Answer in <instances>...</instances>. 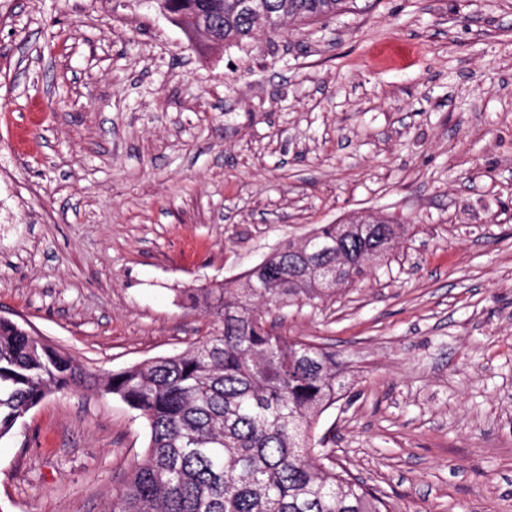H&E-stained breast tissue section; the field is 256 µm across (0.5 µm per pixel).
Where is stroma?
I'll return each mask as SVG.
<instances>
[{
	"label": "stroma",
	"instance_id": "35a3bbf8",
	"mask_svg": "<svg viewBox=\"0 0 512 512\" xmlns=\"http://www.w3.org/2000/svg\"><path fill=\"white\" fill-rule=\"evenodd\" d=\"M0 317L109 373L214 326L186 292L322 224L396 243L278 333L325 344L315 439L394 512H512V0H357L221 49L144 0H0ZM148 428L55 392L0 512H103Z\"/></svg>",
	"mask_w": 512,
	"mask_h": 512
}]
</instances>
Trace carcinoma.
Wrapping results in <instances>:
<instances>
[{"mask_svg": "<svg viewBox=\"0 0 512 512\" xmlns=\"http://www.w3.org/2000/svg\"><path fill=\"white\" fill-rule=\"evenodd\" d=\"M178 8L214 15L233 43L257 29L235 0H177ZM348 0H288L291 19H325ZM341 237L351 262L348 284L363 261L391 246L394 228L373 236L315 230ZM302 245L288 243L266 262L250 288L219 284L189 297L220 327L186 350L100 375L66 351L0 320V439L49 393L80 387L118 397L144 418V459L112 498L110 512H393L382 491L336 469L332 450L317 447V417L336 403L340 364L316 343L288 339L266 320L290 297L314 295L327 279L291 282Z\"/></svg>", "mask_w": 512, "mask_h": 512, "instance_id": "cac0c4a2", "label": "carcinoma"}]
</instances>
